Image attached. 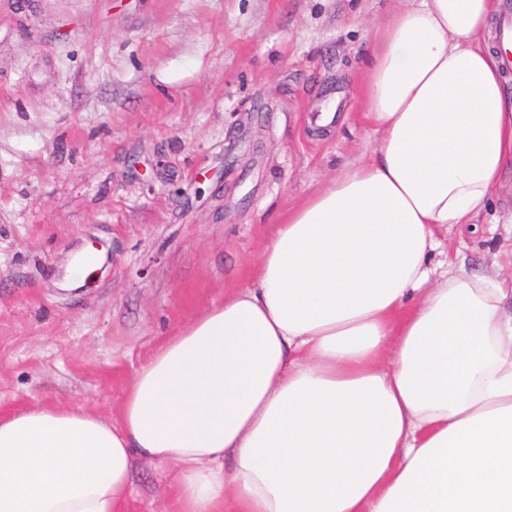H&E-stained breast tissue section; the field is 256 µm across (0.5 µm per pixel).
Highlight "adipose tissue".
<instances>
[{
  "label": "adipose tissue",
  "mask_w": 512,
  "mask_h": 512,
  "mask_svg": "<svg viewBox=\"0 0 512 512\" xmlns=\"http://www.w3.org/2000/svg\"><path fill=\"white\" fill-rule=\"evenodd\" d=\"M497 14L415 0L374 33L370 159L281 216L116 420L0 411V512H123L141 457L176 467L180 512H512V287L430 263L512 169Z\"/></svg>",
  "instance_id": "adipose-tissue-1"
}]
</instances>
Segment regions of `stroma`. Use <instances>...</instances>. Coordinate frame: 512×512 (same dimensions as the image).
<instances>
[{"mask_svg":"<svg viewBox=\"0 0 512 512\" xmlns=\"http://www.w3.org/2000/svg\"><path fill=\"white\" fill-rule=\"evenodd\" d=\"M411 0H0V409L115 418L160 341L245 283L280 216L366 160L374 30ZM338 121H315L328 104ZM435 260L512 283V177ZM109 261L69 269L88 243ZM146 461L126 512H179Z\"/></svg>","mask_w":512,"mask_h":512,"instance_id":"stroma-1","label":"stroma"}]
</instances>
